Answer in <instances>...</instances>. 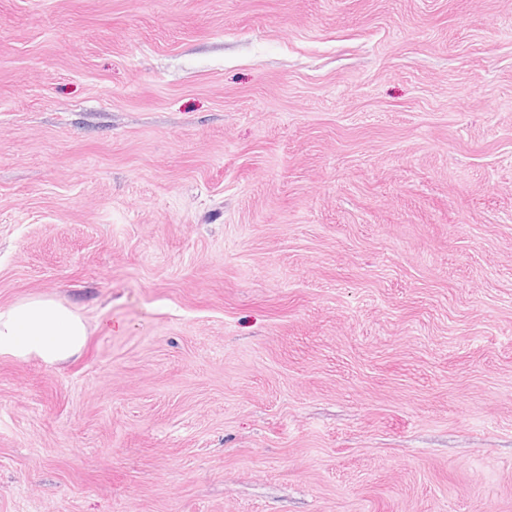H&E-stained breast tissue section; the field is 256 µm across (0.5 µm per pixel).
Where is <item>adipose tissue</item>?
<instances>
[{"instance_id":"ef3b65f1","label":"adipose tissue","mask_w":512,"mask_h":512,"mask_svg":"<svg viewBox=\"0 0 512 512\" xmlns=\"http://www.w3.org/2000/svg\"><path fill=\"white\" fill-rule=\"evenodd\" d=\"M87 336L84 319L54 298L32 296L0 307V355L56 364L78 355Z\"/></svg>"}]
</instances>
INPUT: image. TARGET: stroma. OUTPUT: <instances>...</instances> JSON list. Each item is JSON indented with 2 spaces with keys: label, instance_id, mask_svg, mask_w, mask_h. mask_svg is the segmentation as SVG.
Returning <instances> with one entry per match:
<instances>
[{
  "label": "stroma",
  "instance_id": "obj_1",
  "mask_svg": "<svg viewBox=\"0 0 512 512\" xmlns=\"http://www.w3.org/2000/svg\"><path fill=\"white\" fill-rule=\"evenodd\" d=\"M37 295L0 512H512V0H0ZM87 336L84 319L54 298L32 296L0 307V355L56 364L78 355Z\"/></svg>",
  "mask_w": 512,
  "mask_h": 512
}]
</instances>
